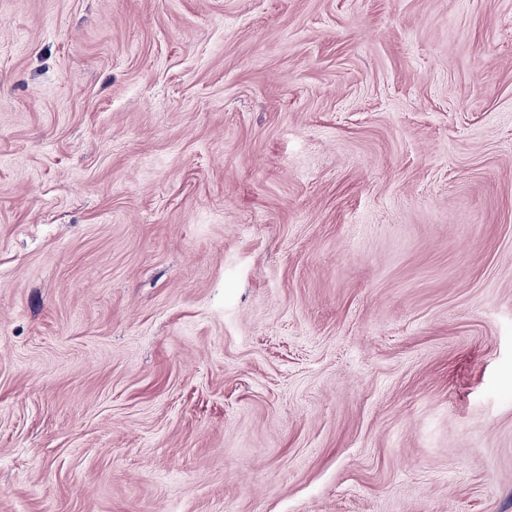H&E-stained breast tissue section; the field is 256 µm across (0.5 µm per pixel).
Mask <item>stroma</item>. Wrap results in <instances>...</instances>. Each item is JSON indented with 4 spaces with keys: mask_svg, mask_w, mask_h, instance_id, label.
<instances>
[{
    "mask_svg": "<svg viewBox=\"0 0 512 512\" xmlns=\"http://www.w3.org/2000/svg\"><path fill=\"white\" fill-rule=\"evenodd\" d=\"M0 512H512V0H0Z\"/></svg>",
    "mask_w": 512,
    "mask_h": 512,
    "instance_id": "1",
    "label": "stroma"
}]
</instances>
